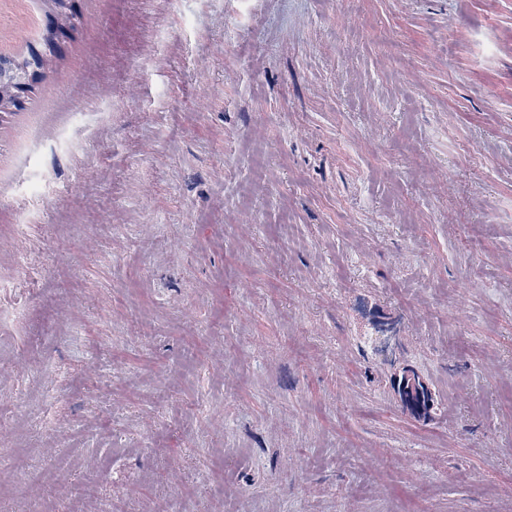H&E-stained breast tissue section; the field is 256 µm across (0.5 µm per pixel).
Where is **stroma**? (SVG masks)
Listing matches in <instances>:
<instances>
[{
	"mask_svg": "<svg viewBox=\"0 0 512 512\" xmlns=\"http://www.w3.org/2000/svg\"><path fill=\"white\" fill-rule=\"evenodd\" d=\"M74 2L0 122V512H512V0ZM398 384L401 388L402 394L408 398L417 400L430 398L432 400L428 387L420 380L414 371L411 373H404L398 380Z\"/></svg>",
	"mask_w": 512,
	"mask_h": 512,
	"instance_id": "obj_1",
	"label": "stroma"
}]
</instances>
